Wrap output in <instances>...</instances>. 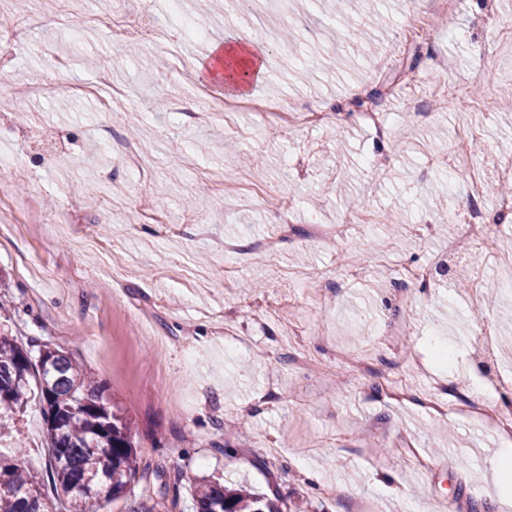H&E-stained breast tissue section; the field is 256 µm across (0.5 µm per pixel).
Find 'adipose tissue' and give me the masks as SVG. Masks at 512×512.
I'll return each instance as SVG.
<instances>
[{"mask_svg":"<svg viewBox=\"0 0 512 512\" xmlns=\"http://www.w3.org/2000/svg\"><path fill=\"white\" fill-rule=\"evenodd\" d=\"M262 68L263 54L245 33L234 43L215 49L209 72L225 89L243 95Z\"/></svg>","mask_w":512,"mask_h":512,"instance_id":"ef3b65f1","label":"adipose tissue"}]
</instances>
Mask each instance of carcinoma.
I'll list each match as a JSON object with an SVG mask.
<instances>
[{
    "instance_id": "1",
    "label": "carcinoma",
    "mask_w": 512,
    "mask_h": 512,
    "mask_svg": "<svg viewBox=\"0 0 512 512\" xmlns=\"http://www.w3.org/2000/svg\"><path fill=\"white\" fill-rule=\"evenodd\" d=\"M336 16L353 39L362 40L380 13L354 20L338 2ZM33 381L39 387L49 438L46 470L59 512H101L103 503L135 495L139 465L130 423L111 409L105 387L72 355L37 338L22 343L0 333V444L14 437ZM0 512H48L42 482L24 465L20 450L13 458L0 454ZM195 512H288V506L214 479L196 487Z\"/></svg>"
}]
</instances>
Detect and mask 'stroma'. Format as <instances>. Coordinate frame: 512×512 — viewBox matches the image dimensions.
Returning a JSON list of instances; mask_svg holds the SVG:
<instances>
[{
	"label": "stroma",
	"instance_id": "obj_1",
	"mask_svg": "<svg viewBox=\"0 0 512 512\" xmlns=\"http://www.w3.org/2000/svg\"><path fill=\"white\" fill-rule=\"evenodd\" d=\"M114 0H90V19L70 26V0H0V15L22 25L34 13L57 29L10 46L0 68V150L27 175L0 200V331L36 337L78 359L131 422L140 471L182 473L177 500L155 512H194V486L218 477L305 512H499L492 483L501 440L451 414L433 416L428 398L450 404L512 400L484 387L483 372L512 378V265L487 257L486 280L500 297L472 299L456 277L434 273L461 216L490 213L512 183V0H454L435 31L401 20L410 0H354L353 10H388L389 27L371 32L361 56H339L346 28L329 0H276L257 17L224 24L214 15L205 42L185 36L168 0H127L151 31L117 45L105 37ZM292 29L288 52L277 34ZM248 32L265 49V72L250 97L277 95L303 114L297 126L266 131L254 115L229 111L204 125L194 90L212 102L224 88L201 75L204 54ZM177 46L189 72L166 52ZM451 68L435 69L433 58ZM110 70L127 99L107 112L59 109L54 97L13 100V86L58 79L67 86ZM380 94L389 128L376 137L352 102ZM182 103L183 112L159 105ZM138 119L150 178H132L112 149L95 156L103 132L129 136ZM479 145L466 174L452 167L456 130ZM488 181L470 195L476 175ZM288 210L291 229L276 254L253 250L277 229L265 197ZM360 199L349 209L345 196ZM366 225L343 242L316 239L307 225ZM235 240L217 252L198 220ZM394 261L415 257L425 287H393ZM494 353L474 355L478 324ZM305 352L313 368L298 365ZM365 360L360 375L335 358ZM400 367H392L393 358ZM165 368L175 395H149ZM407 400L386 397L389 381ZM23 461L45 472L47 432L38 399L17 424Z\"/></svg>",
	"mask_w": 512,
	"mask_h": 512
}]
</instances>
